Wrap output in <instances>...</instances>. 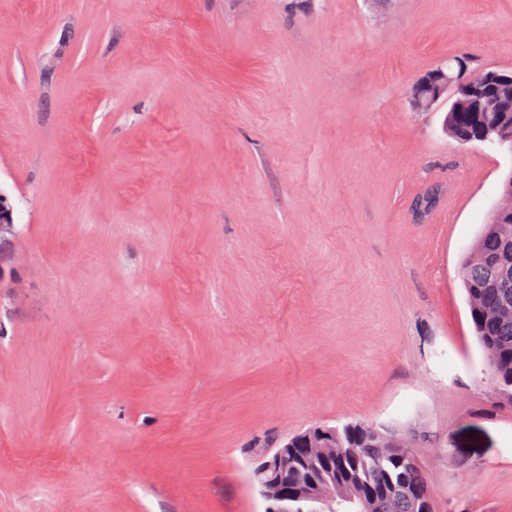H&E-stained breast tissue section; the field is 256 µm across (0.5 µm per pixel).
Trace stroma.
<instances>
[{
  "label": "stroma",
  "instance_id": "1",
  "mask_svg": "<svg viewBox=\"0 0 512 512\" xmlns=\"http://www.w3.org/2000/svg\"><path fill=\"white\" fill-rule=\"evenodd\" d=\"M458 57L512 69V0H0V512H265L355 420L512 512L459 277L512 153L408 96Z\"/></svg>",
  "mask_w": 512,
  "mask_h": 512
}]
</instances>
